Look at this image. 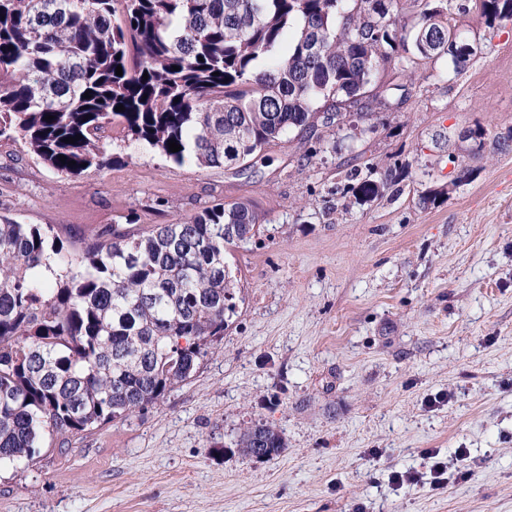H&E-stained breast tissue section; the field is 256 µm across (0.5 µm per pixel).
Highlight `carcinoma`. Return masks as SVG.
Instances as JSON below:
<instances>
[{
  "instance_id": "obj_1",
  "label": "carcinoma",
  "mask_w": 512,
  "mask_h": 512,
  "mask_svg": "<svg viewBox=\"0 0 512 512\" xmlns=\"http://www.w3.org/2000/svg\"><path fill=\"white\" fill-rule=\"evenodd\" d=\"M397 2L0 0V140L80 175L111 165L118 129L175 163L231 170L291 131L310 137L321 105L327 128L368 115L364 91L388 65L403 73L413 56H449L465 69L471 57L448 52L463 39L448 3L479 9L490 26L512 19V0H414L416 18L398 27ZM405 90L385 87L378 104ZM171 139L181 150H169ZM399 178L394 169L356 192L375 199ZM259 228L248 201L136 232L111 224L68 244L52 224L1 216L0 469L187 381L236 310L225 255ZM235 447L270 459L286 440L259 420Z\"/></svg>"
}]
</instances>
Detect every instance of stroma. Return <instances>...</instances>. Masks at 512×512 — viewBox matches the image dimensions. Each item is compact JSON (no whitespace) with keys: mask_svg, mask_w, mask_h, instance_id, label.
Here are the masks:
<instances>
[{"mask_svg":"<svg viewBox=\"0 0 512 512\" xmlns=\"http://www.w3.org/2000/svg\"><path fill=\"white\" fill-rule=\"evenodd\" d=\"M456 23L476 47L465 71L385 69L402 104L310 139L309 159L271 144L248 177L128 140L109 168L64 175L0 141V214L24 224L138 229L239 200L265 215L226 255L237 312L197 372L1 470L0 512H512V20ZM349 158L403 176L369 200ZM258 420L285 436L273 459L234 446ZM429 448L467 449V477L392 483L427 471Z\"/></svg>","mask_w":512,"mask_h":512,"instance_id":"stroma-1","label":"stroma"}]
</instances>
